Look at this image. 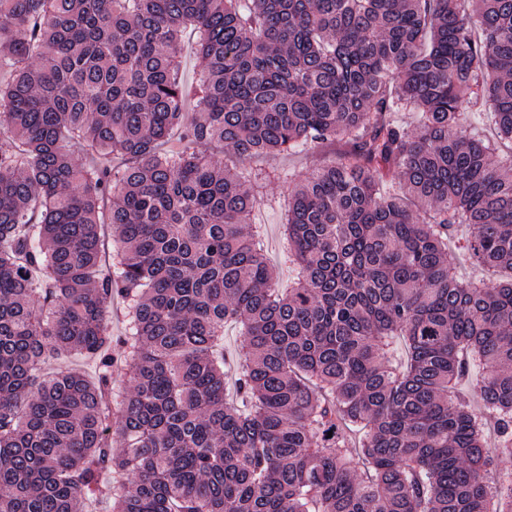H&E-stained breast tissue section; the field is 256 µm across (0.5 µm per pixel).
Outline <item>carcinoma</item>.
I'll list each match as a JSON object with an SVG mask.
<instances>
[{
    "label": "carcinoma",
    "mask_w": 512,
    "mask_h": 512,
    "mask_svg": "<svg viewBox=\"0 0 512 512\" xmlns=\"http://www.w3.org/2000/svg\"><path fill=\"white\" fill-rule=\"evenodd\" d=\"M238 2L0 0V512H512L487 480L512 457V279L448 256L464 224L512 271V161L467 133L512 142V0ZM336 141L302 178L242 175ZM275 179L286 289L250 223ZM72 354L94 377L40 373ZM196 38L194 31H187L185 39V55L182 62L183 81L188 89H193L200 81L202 68L196 56Z\"/></svg>",
    "instance_id": "obj_1"
}]
</instances>
